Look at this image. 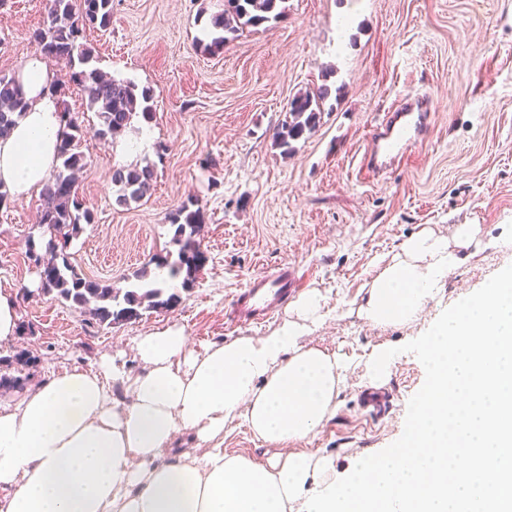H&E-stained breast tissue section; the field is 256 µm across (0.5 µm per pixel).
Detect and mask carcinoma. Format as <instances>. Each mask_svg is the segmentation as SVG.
I'll return each mask as SVG.
<instances>
[{
    "label": "carcinoma",
    "mask_w": 512,
    "mask_h": 512,
    "mask_svg": "<svg viewBox=\"0 0 512 512\" xmlns=\"http://www.w3.org/2000/svg\"><path fill=\"white\" fill-rule=\"evenodd\" d=\"M49 24L34 35L41 56L48 62L65 58L70 62L69 82L87 95L88 108L99 121L97 135L105 137L131 127L137 116L152 118V91L148 87L111 78L92 65L93 54L80 39L86 30H105L112 19V0H48ZM285 0H224V12L212 17L214 37L204 50L215 51L234 40L244 30L257 28L283 17ZM326 91H306L293 97L283 119L273 133L274 144L284 155L291 154L293 143L308 137L320 125L322 102ZM29 106L15 77L0 76V138L10 133L15 117ZM63 127L60 132L58 160L61 165L49 179L43 195L41 223L47 226V241L30 239L26 256L36 264L41 289L69 307L88 315L96 323L112 325L141 316V311L170 309L178 302L174 293L166 294L158 287L114 288L85 277L72 265L66 253L67 245L78 234L80 224H90L94 217L79 201L73 173L83 167L84 155L79 151L82 129L78 119L61 109ZM157 177L155 166L128 165L113 172L117 187V202L127 205L140 201L151 189ZM204 215L194 201L180 205L171 215L174 227L172 252L157 257L156 266L167 270L172 279L183 277V283L193 282L205 257L197 240Z\"/></svg>",
    "instance_id": "carcinoma-1"
}]
</instances>
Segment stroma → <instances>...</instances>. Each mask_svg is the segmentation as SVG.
I'll list each match as a JSON object with an SVG mask.
<instances>
[{"instance_id": "35a3bbf8", "label": "stroma", "mask_w": 512, "mask_h": 512, "mask_svg": "<svg viewBox=\"0 0 512 512\" xmlns=\"http://www.w3.org/2000/svg\"><path fill=\"white\" fill-rule=\"evenodd\" d=\"M286 15L246 30L217 52L204 51L211 19L224 0H112L108 29H90L83 43L94 66L115 79L151 88V121L135 119L151 147L132 150L134 135L102 140L87 97L66 82L65 105L83 129L84 166L78 195L94 215L67 252L87 278L129 287L171 247L170 216L197 201L204 214L200 249L206 256L193 283L174 279L169 310H150L111 326L74 312L38 289L25 256L38 222L42 193L0 209V289H29L18 319L34 335L1 347L25 349L30 367L0 366L27 387L64 370H93L110 357L131 372L142 368L138 336L182 328L192 351L203 353L239 336L270 333L284 316L257 327L230 326L232 296L255 275L284 264L299 268L304 293L320 292L321 326L304 337L352 359L354 371L336 395V409L315 431L292 441L298 451L328 459L321 481L345 477L353 461L394 447L422 395L427 370L419 347L453 304L512 267V0H288ZM47 0H0V75L17 73L34 53L33 34L47 23ZM327 87L321 125L281 155L273 130L298 93ZM429 93L435 104L422 146L386 178L358 173L364 147L395 96ZM149 161L157 179L146 197L115 202L116 168ZM472 225L467 245L453 240ZM447 238L460 258L439 294L407 323L379 325L360 309L382 268L410 237ZM395 351L380 387L386 412L369 415L358 396L369 388L364 363L374 348ZM224 450L267 464L272 445L244 425L224 428Z\"/></svg>"}]
</instances>
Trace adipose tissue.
Segmentation results:
<instances>
[{
	"mask_svg": "<svg viewBox=\"0 0 512 512\" xmlns=\"http://www.w3.org/2000/svg\"><path fill=\"white\" fill-rule=\"evenodd\" d=\"M17 77L30 106L0 138V185L26 198L56 162L62 117L41 55H28ZM402 251L373 280L367 321L411 320L459 262L431 233ZM292 312L267 335L201 355L183 329L150 332L136 340L141 372L107 358L0 404V512H512V269L422 341L429 381L401 444L325 486L326 460L283 444L333 412L352 363L301 343L324 320L319 294ZM114 382L130 404L113 402ZM237 420L276 446L268 464L225 453L224 427ZM187 441L204 455L186 453Z\"/></svg>",
	"mask_w": 512,
	"mask_h": 512,
	"instance_id": "ef3b65f1",
	"label": "adipose tissue"
}]
</instances>
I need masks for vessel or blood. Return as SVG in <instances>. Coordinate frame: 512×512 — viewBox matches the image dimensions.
Wrapping results in <instances>:
<instances>
[{"instance_id":"b4317fda","label":"vessel or blood","mask_w":512,"mask_h":512,"mask_svg":"<svg viewBox=\"0 0 512 512\" xmlns=\"http://www.w3.org/2000/svg\"><path fill=\"white\" fill-rule=\"evenodd\" d=\"M431 111L428 95L414 91L405 94L374 130L364 156L366 169L379 176L404 163L425 139ZM301 283L299 269L288 265L252 277L233 297L230 320L243 325L265 323L298 292Z\"/></svg>"}]
</instances>
